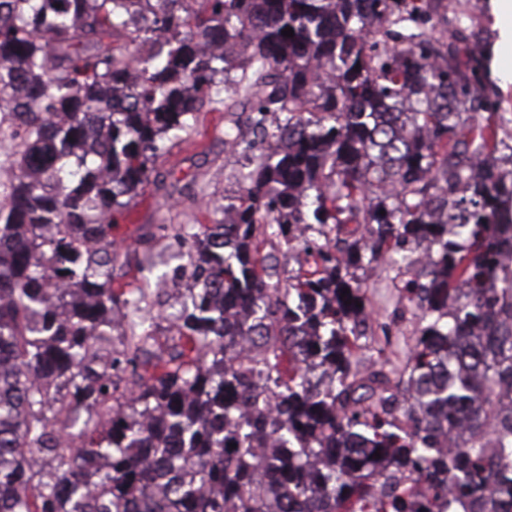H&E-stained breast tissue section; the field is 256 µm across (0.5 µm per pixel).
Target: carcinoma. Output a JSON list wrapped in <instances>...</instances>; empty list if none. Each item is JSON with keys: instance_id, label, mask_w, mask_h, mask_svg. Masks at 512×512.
Segmentation results:
<instances>
[{"instance_id": "obj_1", "label": "carcinoma", "mask_w": 512, "mask_h": 512, "mask_svg": "<svg viewBox=\"0 0 512 512\" xmlns=\"http://www.w3.org/2000/svg\"><path fill=\"white\" fill-rule=\"evenodd\" d=\"M180 2L141 21L137 0H0L22 146L0 208V512H512V146L472 50L407 0ZM240 50L249 115L224 136L268 149L231 222L178 231L191 288L158 336L143 289L113 287L114 214ZM373 265L405 276L391 322L418 328L394 361L383 326L361 370Z\"/></svg>"}]
</instances>
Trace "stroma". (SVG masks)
<instances>
[{"label":"stroma","mask_w":512,"mask_h":512,"mask_svg":"<svg viewBox=\"0 0 512 512\" xmlns=\"http://www.w3.org/2000/svg\"><path fill=\"white\" fill-rule=\"evenodd\" d=\"M468 12L473 21L467 34L470 42L485 47L477 63L487 74L489 92L501 101V134L512 144V81L503 78L505 72L512 71V59L502 61L493 55L499 29L488 0H478ZM246 116L247 101L240 92L226 94L223 100L197 113L188 133L156 162L149 182L116 215L115 234L129 261L115 266L114 278L144 289L152 318L179 307L187 294L174 281L176 270L186 262L174 239L176 231L184 225L216 223L224 206L240 192L251 156L225 143L224 131ZM18 150L19 141L10 118H0V207L10 199ZM394 276L393 270L384 267L365 275L371 313L369 332L377 341L381 340V326L388 322L398 299Z\"/></svg>","instance_id":"stroma-1"}]
</instances>
